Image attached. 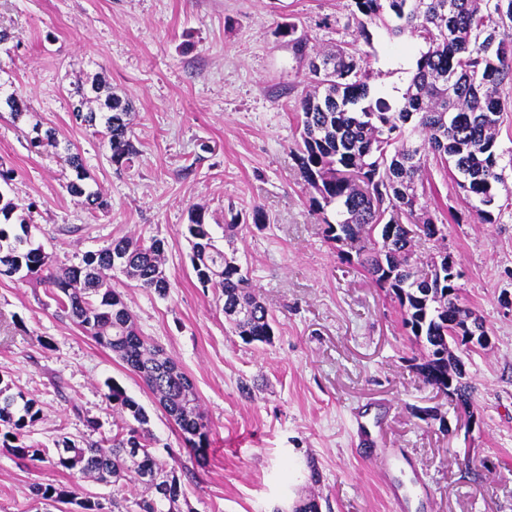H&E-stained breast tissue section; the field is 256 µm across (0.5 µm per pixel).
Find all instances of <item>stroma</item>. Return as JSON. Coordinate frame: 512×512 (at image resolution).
<instances>
[{
	"mask_svg": "<svg viewBox=\"0 0 512 512\" xmlns=\"http://www.w3.org/2000/svg\"><path fill=\"white\" fill-rule=\"evenodd\" d=\"M355 12L353 0H0V28L17 35L0 50V79L31 106L18 122L0 110V165L13 172L4 191L59 269L122 237L164 240L167 295L117 271L112 284L141 335L190 376L210 425L201 462L142 380L44 287L2 278L0 368L40 410L26 444L51 454L65 437L111 436L114 380L146 410L155 455L177 458L181 512H292L310 497L320 512H397L377 466L357 455L352 413L364 408L381 413L378 448L406 449L429 482L428 508L413 500L406 512H512V213L475 223L454 181L431 168L429 208L448 226L462 300L491 338L466 364L478 386L470 430L423 383L397 300L326 240L293 156L308 60L285 25L320 50L356 48L373 91L407 87L422 43L376 26L364 42ZM95 73L133 103L131 165L112 162L102 137L72 118L76 86ZM37 124L77 150L107 211L78 205L66 191L72 170L29 150ZM197 207L216 238L236 225L234 256L275 319L271 343H244L222 300L199 287L182 235ZM38 484L112 512L113 486L0 447V512H44Z\"/></svg>",
	"mask_w": 512,
	"mask_h": 512,
	"instance_id": "35a3bbf8",
	"label": "stroma"
}]
</instances>
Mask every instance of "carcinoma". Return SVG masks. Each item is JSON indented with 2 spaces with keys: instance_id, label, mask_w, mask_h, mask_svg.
I'll return each instance as SVG.
<instances>
[{
  "instance_id": "cac0c4a2",
  "label": "carcinoma",
  "mask_w": 512,
  "mask_h": 512,
  "mask_svg": "<svg viewBox=\"0 0 512 512\" xmlns=\"http://www.w3.org/2000/svg\"><path fill=\"white\" fill-rule=\"evenodd\" d=\"M361 15L359 36L370 42L369 27L382 25L392 39L421 38L420 53L407 88L397 99L371 92L369 74L356 55L344 47L324 56L321 69L308 64L316 91L295 105L302 126L295 157L301 175L313 190L311 203L323 214L325 237L355 247L356 263L373 283L394 297L402 324L426 350L417 370L424 381L458 409L475 404L477 387L466 378L464 358L471 349L457 346L467 335V320L481 317L460 302L456 280L461 277L448 252L422 260L416 248L441 244L448 225L434 218L424 201L428 158L448 173L469 200L481 224H496L508 206L499 203L502 183L496 139L501 116L512 101L500 90L512 84V0H353ZM80 124L99 129L111 159L129 164L138 154L131 140L128 99L112 91L100 75L75 88ZM0 105L14 119L30 112L18 90L3 91ZM31 151L52 154L75 172L67 185L71 197L86 210L108 208L103 193L92 188L81 156L60 147L52 129L34 126ZM420 143L411 144L413 136ZM333 210L335 218L326 217ZM182 235L191 245V265L201 288L224 298V316L244 342L268 343L274 336L273 317L250 291V279L221 249L196 213ZM164 241L123 237L78 265L54 268L53 255L33 246L24 236L0 226V270L22 274L28 282L52 290L59 309L101 347L112 351L138 375L180 432L185 443L203 458L210 429L200 410L191 378L162 350L141 335L121 294L112 288L108 272L119 268L139 288L165 296L171 283L163 267ZM105 399L120 419L136 425L119 426L106 443L82 447L62 441L47 460L25 445L24 429L37 421L36 401L0 386V446L19 459L49 461L80 478L105 484L136 483L138 497L112 499L114 512H180L181 482L176 466L146 452L151 436L144 408L118 382L106 383ZM44 501L64 503L72 492L51 484L33 487Z\"/></svg>"
}]
</instances>
